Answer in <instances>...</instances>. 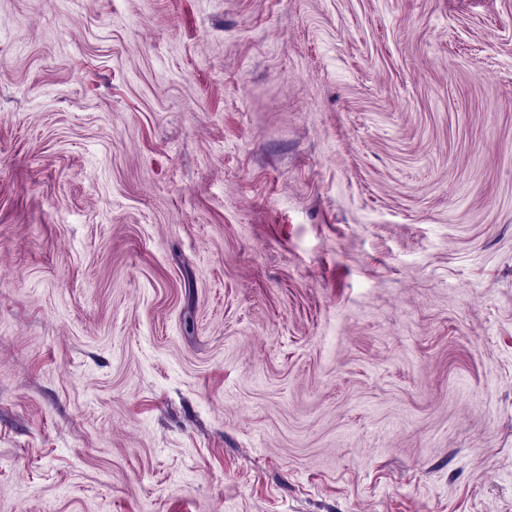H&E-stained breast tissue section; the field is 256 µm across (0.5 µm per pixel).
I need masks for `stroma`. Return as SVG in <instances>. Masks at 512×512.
I'll return each mask as SVG.
<instances>
[{
	"instance_id": "stroma-1",
	"label": "stroma",
	"mask_w": 512,
	"mask_h": 512,
	"mask_svg": "<svg viewBox=\"0 0 512 512\" xmlns=\"http://www.w3.org/2000/svg\"><path fill=\"white\" fill-rule=\"evenodd\" d=\"M0 512H512V0H0Z\"/></svg>"
}]
</instances>
